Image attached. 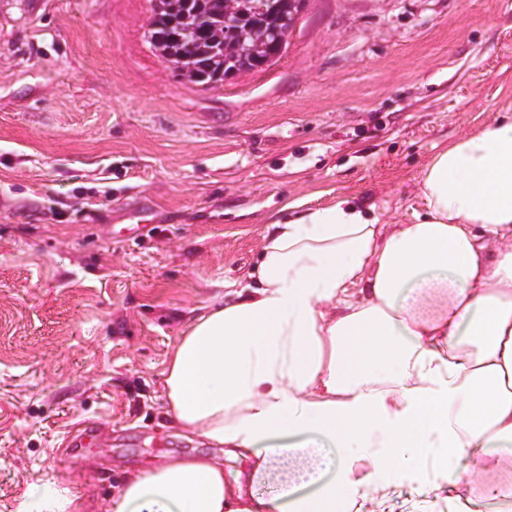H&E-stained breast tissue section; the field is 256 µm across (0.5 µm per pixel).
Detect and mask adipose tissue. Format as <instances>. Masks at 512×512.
<instances>
[{
    "label": "adipose tissue",
    "mask_w": 512,
    "mask_h": 512,
    "mask_svg": "<svg viewBox=\"0 0 512 512\" xmlns=\"http://www.w3.org/2000/svg\"><path fill=\"white\" fill-rule=\"evenodd\" d=\"M423 212L340 200L274 221L255 269L167 361L168 414L222 456L132 469L104 512H387L512 500V113L436 150ZM52 479L17 512H84ZM419 474L399 470H387L381 474V478L392 486V499L390 509L392 512H416L426 510L427 512H448V503L439 499L427 505L426 509L419 508L409 496V490L418 478Z\"/></svg>",
    "instance_id": "ef3b65f1"
}]
</instances>
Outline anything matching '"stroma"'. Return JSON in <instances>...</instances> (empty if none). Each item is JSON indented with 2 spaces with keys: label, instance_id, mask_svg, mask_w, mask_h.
I'll return each instance as SVG.
<instances>
[{
  "label": "stroma",
  "instance_id": "stroma-1",
  "mask_svg": "<svg viewBox=\"0 0 512 512\" xmlns=\"http://www.w3.org/2000/svg\"><path fill=\"white\" fill-rule=\"evenodd\" d=\"M151 17L0 0V512L48 473L101 506L209 453L166 414L168 355L267 224L341 197L413 223L434 150L512 108V0H307L280 60L216 88Z\"/></svg>",
  "mask_w": 512,
  "mask_h": 512
}]
</instances>
